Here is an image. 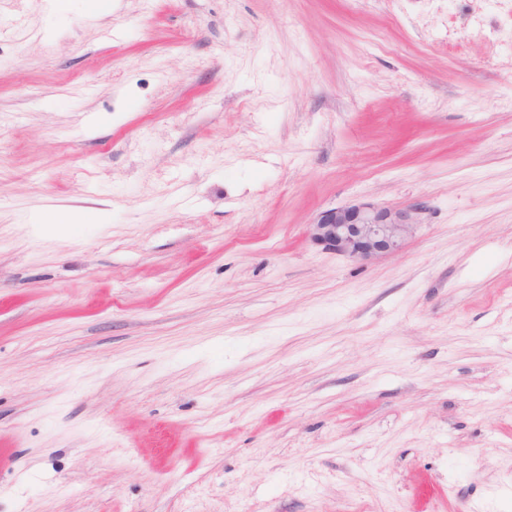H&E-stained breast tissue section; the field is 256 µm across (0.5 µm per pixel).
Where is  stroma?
Here are the masks:
<instances>
[{"instance_id":"stroma-1","label":"stroma","mask_w":512,"mask_h":512,"mask_svg":"<svg viewBox=\"0 0 512 512\" xmlns=\"http://www.w3.org/2000/svg\"><path fill=\"white\" fill-rule=\"evenodd\" d=\"M0 512H512V0H0ZM419 213V208L393 210L359 202L321 211L309 234L323 250L367 262L399 252L420 224Z\"/></svg>"}]
</instances>
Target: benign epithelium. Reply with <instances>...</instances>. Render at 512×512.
I'll return each mask as SVG.
<instances>
[{
  "label": "benign epithelium",
  "instance_id": "benign-epithelium-1",
  "mask_svg": "<svg viewBox=\"0 0 512 512\" xmlns=\"http://www.w3.org/2000/svg\"><path fill=\"white\" fill-rule=\"evenodd\" d=\"M420 209H389L359 202L320 212L309 234L322 249L356 262L395 254L419 224Z\"/></svg>",
  "mask_w": 512,
  "mask_h": 512
}]
</instances>
